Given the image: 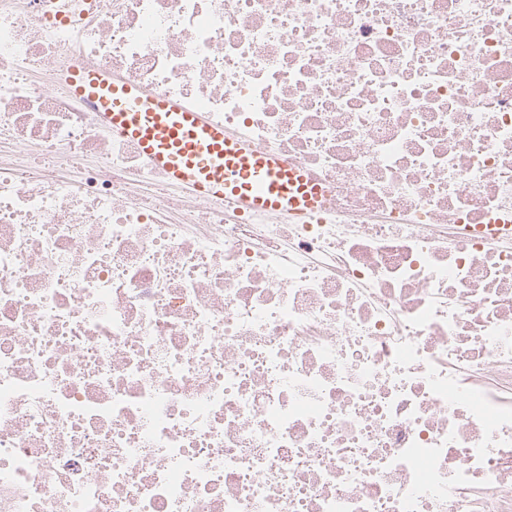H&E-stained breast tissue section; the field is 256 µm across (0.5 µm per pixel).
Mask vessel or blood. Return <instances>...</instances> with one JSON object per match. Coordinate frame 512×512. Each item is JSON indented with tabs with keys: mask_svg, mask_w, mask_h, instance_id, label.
<instances>
[{
	"mask_svg": "<svg viewBox=\"0 0 512 512\" xmlns=\"http://www.w3.org/2000/svg\"><path fill=\"white\" fill-rule=\"evenodd\" d=\"M89 0H66L50 23L85 13ZM77 96L101 107L106 133L132 141L168 187L188 196L268 213L310 218L320 189L287 160L225 132L209 113L145 91L109 71L75 61L65 78Z\"/></svg>",
	"mask_w": 512,
	"mask_h": 512,
	"instance_id": "1",
	"label": "vessel or blood"
}]
</instances>
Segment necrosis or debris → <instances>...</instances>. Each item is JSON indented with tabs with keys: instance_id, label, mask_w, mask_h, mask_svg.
<instances>
[{
	"instance_id": "1",
	"label": "necrosis or debris",
	"mask_w": 512,
	"mask_h": 512,
	"mask_svg": "<svg viewBox=\"0 0 512 512\" xmlns=\"http://www.w3.org/2000/svg\"><path fill=\"white\" fill-rule=\"evenodd\" d=\"M322 189L172 195L72 57ZM0 512H512V0H0ZM67 2L61 6V10L58 11H47L45 13L46 19L51 24L60 23H68L71 22L72 17H74L77 13L80 15L93 8V1L88 0H58Z\"/></svg>"
}]
</instances>
